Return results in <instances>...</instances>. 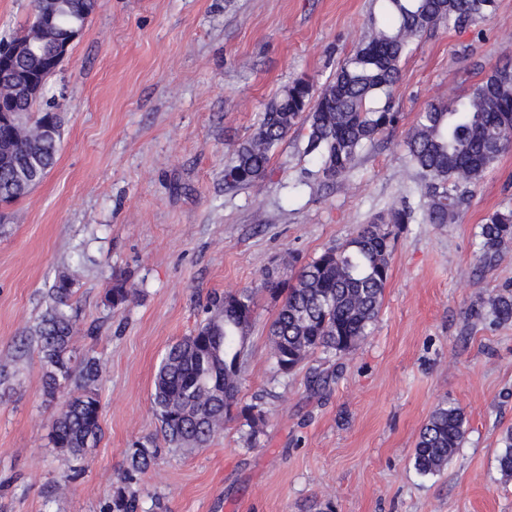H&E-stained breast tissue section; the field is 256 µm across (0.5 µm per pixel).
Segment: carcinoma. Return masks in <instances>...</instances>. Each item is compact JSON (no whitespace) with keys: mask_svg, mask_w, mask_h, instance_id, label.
Wrapping results in <instances>:
<instances>
[{"mask_svg":"<svg viewBox=\"0 0 512 512\" xmlns=\"http://www.w3.org/2000/svg\"><path fill=\"white\" fill-rule=\"evenodd\" d=\"M495 7L496 0H379L382 21L374 16L368 20L364 37L327 83L317 89L310 80L298 78L267 105L258 128L238 145L224 168V185L234 188L262 181L278 145L298 126L306 128L305 154L321 183L346 179L362 152L399 123V114L391 111L390 94L408 46L441 23L468 26L490 16ZM57 9L55 26L33 22L19 35L33 44L34 53L17 67L43 84L53 74L43 66V58L89 14L87 0H57ZM1 98L13 109L12 121L0 125V202L8 203L25 196L54 165L60 116H32L37 99L2 78ZM510 146L512 61L506 59L468 95L430 104L408 133L406 154L418 181L423 220L453 223L470 203V187ZM413 218L409 204L393 203L354 237L324 249L292 280L265 275L263 290L282 298L268 329L270 359L278 373H293L318 351L328 358L346 356L372 332L390 278L392 228ZM511 247L512 209L485 216L479 232L482 257L492 259ZM256 294L255 289H242L214 297L194 333L170 345L161 357L151 408L169 445L204 448L235 417L241 420L247 445L255 446L263 434L266 412L255 404L241 407L238 400ZM73 296V280L60 273L32 335L46 366V394L52 396L72 384L79 390L62 405L51 432L53 447L77 461L101 436L100 400L91 388L101 367L93 358L71 364ZM131 297V289L120 280L106 291L114 311L125 309ZM488 305L495 319L512 322V293L492 296ZM465 434L463 410L455 405L438 407L419 432L414 468L424 476L439 474L453 460ZM502 444L498 467L512 477V429L504 433ZM161 452L153 441L133 444L126 453L125 480L146 474ZM139 509L134 493L124 486L113 489L109 512Z\"/></svg>","mask_w":512,"mask_h":512,"instance_id":"obj_1","label":"carcinoma"}]
</instances>
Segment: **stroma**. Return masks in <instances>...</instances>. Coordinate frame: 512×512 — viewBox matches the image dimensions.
Returning <instances> with one entry per match:
<instances>
[{"label": "stroma", "mask_w": 512, "mask_h": 512, "mask_svg": "<svg viewBox=\"0 0 512 512\" xmlns=\"http://www.w3.org/2000/svg\"><path fill=\"white\" fill-rule=\"evenodd\" d=\"M372 0H99L49 77L62 119L57 161L0 209V512H106L125 453L159 438L157 364L190 335L214 294L289 276L404 199L418 206L404 140L428 104L464 95L512 58V0L464 28L439 25L400 63L395 131L326 188L308 179L305 129L271 158L260 186L226 188L224 167L271 100L300 77L322 86L360 40ZM512 209V148L452 224L395 229L372 333L339 360L311 356L277 374L268 326L281 301L259 291L242 402L267 424L247 447L239 421L202 449L163 451L130 489L145 512H512L497 463L512 427V323L487 301L512 290V249L483 261L479 226ZM75 281L76 358L102 364L100 440L78 477L49 433L63 396L43 390L29 329L57 275ZM125 281L132 303L105 291ZM448 403L467 434L441 474L412 460L422 426ZM65 491H58V484Z\"/></svg>", "instance_id": "1"}]
</instances>
